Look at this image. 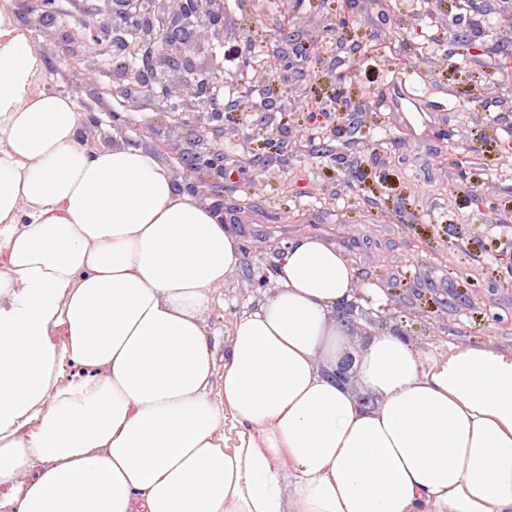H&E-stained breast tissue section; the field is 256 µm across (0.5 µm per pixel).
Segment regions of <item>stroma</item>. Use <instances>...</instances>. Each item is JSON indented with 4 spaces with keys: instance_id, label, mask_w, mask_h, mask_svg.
Here are the masks:
<instances>
[{
    "instance_id": "obj_1",
    "label": "stroma",
    "mask_w": 512,
    "mask_h": 512,
    "mask_svg": "<svg viewBox=\"0 0 512 512\" xmlns=\"http://www.w3.org/2000/svg\"><path fill=\"white\" fill-rule=\"evenodd\" d=\"M224 0V40L189 54L211 75L226 46L247 43L223 107L203 119L144 97L128 136L170 166L163 146L220 150L210 198L244 242L225 300H256L288 240L313 235L345 253L365 282L387 288L385 322L431 342L458 337L512 346V0ZM46 86L59 87L85 46L60 17ZM287 56V74L259 73L254 56ZM439 104L411 116L393 84ZM336 102L340 111L328 112ZM278 133L283 150L265 144ZM482 285L472 292L470 281ZM415 292L404 296V284Z\"/></svg>"
}]
</instances>
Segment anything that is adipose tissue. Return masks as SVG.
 <instances>
[{
	"label": "adipose tissue",
	"instance_id": "adipose-tissue-1",
	"mask_svg": "<svg viewBox=\"0 0 512 512\" xmlns=\"http://www.w3.org/2000/svg\"><path fill=\"white\" fill-rule=\"evenodd\" d=\"M5 8L0 512H512V347L356 342L350 303L387 293L313 235L220 336L241 236L143 145L87 151L71 96H28Z\"/></svg>",
	"mask_w": 512,
	"mask_h": 512
}]
</instances>
